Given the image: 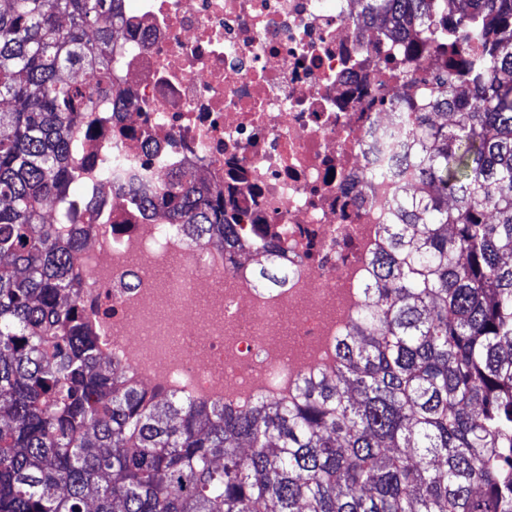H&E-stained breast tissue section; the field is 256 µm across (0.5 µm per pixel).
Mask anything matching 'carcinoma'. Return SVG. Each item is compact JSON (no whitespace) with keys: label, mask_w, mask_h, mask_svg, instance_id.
I'll list each match as a JSON object with an SVG mask.
<instances>
[{"label":"carcinoma","mask_w":512,"mask_h":512,"mask_svg":"<svg viewBox=\"0 0 512 512\" xmlns=\"http://www.w3.org/2000/svg\"><path fill=\"white\" fill-rule=\"evenodd\" d=\"M116 0H0V512H512V0H364L412 55L448 45L413 109L419 183L384 225L355 334L295 403L149 393L80 312L73 129L112 71ZM179 177L157 204L224 242ZM263 283L284 282L272 262Z\"/></svg>","instance_id":"obj_1"}]
</instances>
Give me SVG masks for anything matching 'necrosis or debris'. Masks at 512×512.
<instances>
[{"instance_id":"necrosis-or-debris-1","label":"necrosis or debris","mask_w":512,"mask_h":512,"mask_svg":"<svg viewBox=\"0 0 512 512\" xmlns=\"http://www.w3.org/2000/svg\"><path fill=\"white\" fill-rule=\"evenodd\" d=\"M362 0H121L112 84L81 113L74 156L97 202L79 220L84 317L131 383L250 407L332 372L373 302L382 227L414 184L397 107L429 94L421 62ZM225 216L204 244L161 207L175 175ZM276 256L286 280L262 284Z\"/></svg>"}]
</instances>
